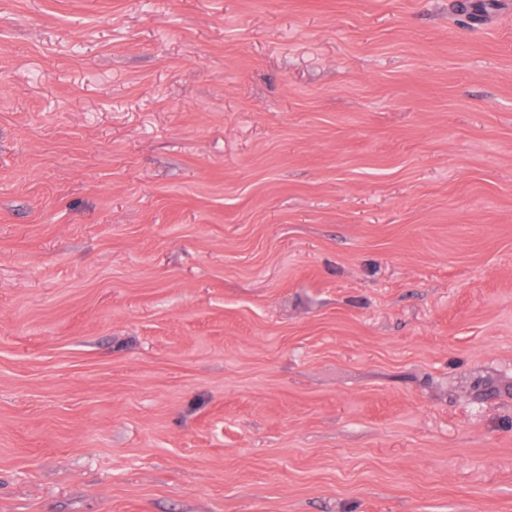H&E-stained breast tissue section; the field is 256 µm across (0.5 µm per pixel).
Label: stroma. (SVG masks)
<instances>
[{"mask_svg": "<svg viewBox=\"0 0 512 512\" xmlns=\"http://www.w3.org/2000/svg\"><path fill=\"white\" fill-rule=\"evenodd\" d=\"M0 512H512V0H0Z\"/></svg>", "mask_w": 512, "mask_h": 512, "instance_id": "1", "label": "stroma"}]
</instances>
